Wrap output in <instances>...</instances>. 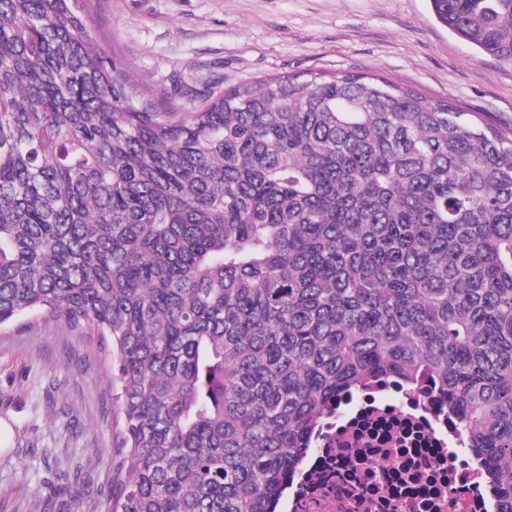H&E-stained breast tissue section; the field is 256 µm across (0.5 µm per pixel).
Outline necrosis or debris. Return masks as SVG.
Listing matches in <instances>:
<instances>
[{
	"instance_id": "1",
	"label": "necrosis or debris",
	"mask_w": 512,
	"mask_h": 512,
	"mask_svg": "<svg viewBox=\"0 0 512 512\" xmlns=\"http://www.w3.org/2000/svg\"><path fill=\"white\" fill-rule=\"evenodd\" d=\"M430 383H375L311 438L281 512H497L481 461Z\"/></svg>"
}]
</instances>
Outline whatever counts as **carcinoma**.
Masks as SVG:
<instances>
[{
  "label": "carcinoma",
  "mask_w": 512,
  "mask_h": 512,
  "mask_svg": "<svg viewBox=\"0 0 512 512\" xmlns=\"http://www.w3.org/2000/svg\"><path fill=\"white\" fill-rule=\"evenodd\" d=\"M93 0H0V327L112 346L107 512H277L344 392L430 376L512 512V132L385 78L157 111ZM512 61V0H429Z\"/></svg>",
  "instance_id": "cac0c4a2"
}]
</instances>
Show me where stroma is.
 <instances>
[{"mask_svg":"<svg viewBox=\"0 0 512 512\" xmlns=\"http://www.w3.org/2000/svg\"><path fill=\"white\" fill-rule=\"evenodd\" d=\"M158 109L276 76L375 74L512 131V61L479 55L429 0H95L89 22ZM112 349L89 326L0 329V512H105Z\"/></svg>","mask_w":512,"mask_h":512,"instance_id":"stroma-1","label":"stroma"}]
</instances>
